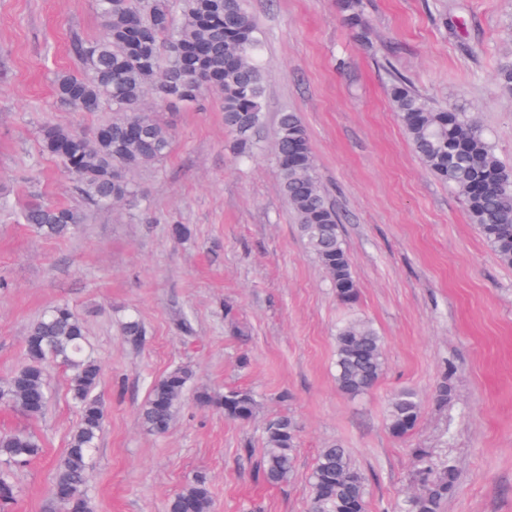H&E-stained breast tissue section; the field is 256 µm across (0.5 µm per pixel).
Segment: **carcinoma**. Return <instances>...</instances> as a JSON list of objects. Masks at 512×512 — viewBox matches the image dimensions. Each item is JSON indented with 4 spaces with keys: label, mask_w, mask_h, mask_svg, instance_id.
Listing matches in <instances>:
<instances>
[{
    "label": "carcinoma",
    "mask_w": 512,
    "mask_h": 512,
    "mask_svg": "<svg viewBox=\"0 0 512 512\" xmlns=\"http://www.w3.org/2000/svg\"><path fill=\"white\" fill-rule=\"evenodd\" d=\"M103 32L76 44L83 73L62 72L55 93L64 104L81 111L110 112L112 118L86 132L46 125L42 151L59 159L75 182L77 193L91 206L109 208L133 200L138 190L128 174L163 160L172 133L143 109L145 95L159 105L189 104L211 90L223 103L224 126L233 154L254 152L262 127L264 73L256 20L241 0H94ZM348 26L366 29L359 0H342ZM390 96L397 118L422 164L465 201L470 221L499 261L512 266V168L495 153L484 129L468 113L437 107L395 75ZM280 189L294 212L306 247L326 271L336 300L353 306L359 290L352 274L334 206L320 184L310 135L300 115L282 112L274 138ZM22 223L48 237H61L82 222L66 205L33 202ZM85 327L67 304H57L30 327L25 361L6 384L0 402L30 418L41 417L49 404L47 369L52 363L70 371L69 391L79 422L69 434L65 455L55 468L52 490L80 493L77 512H95L87 489L90 458L104 422V409L94 395L101 363L86 350ZM122 335L132 345L145 336L143 323L127 320ZM336 387L356 398L370 392L385 368L384 339L364 319L341 323L335 336ZM194 379L179 366L155 379L140 410L144 428L163 434ZM201 407H216L230 420L251 421L260 408L250 390L235 388L216 394L195 391ZM420 402L409 389L398 392L386 414L389 432L404 438L416 427ZM299 427L289 416L272 418L263 429L264 452L258 473L270 485L290 482L295 475ZM42 452L27 432L0 436V508L16 497L13 468ZM421 490L404 500L398 512H439L453 492L457 471L451 463L420 470ZM309 512H366L367 479L340 443L322 448L308 475ZM208 481L197 475L168 502L167 512H210Z\"/></svg>",
    "instance_id": "1"
}]
</instances>
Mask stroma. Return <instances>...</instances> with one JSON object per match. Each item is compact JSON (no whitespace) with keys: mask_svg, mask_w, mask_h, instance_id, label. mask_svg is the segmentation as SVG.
<instances>
[{"mask_svg":"<svg viewBox=\"0 0 512 512\" xmlns=\"http://www.w3.org/2000/svg\"><path fill=\"white\" fill-rule=\"evenodd\" d=\"M341 0H249L266 72L259 148L234 160L222 102L145 109L172 132L169 155L131 179L136 204L89 208L38 145L53 124L91 129L54 95L78 73L76 40L103 26L92 0H0V384L25 360L31 324L69 303L104 364L95 391L106 411L88 490L96 512H167L201 474L211 512H308V474L320 448L341 442L367 477L368 512H392L418 492L412 449L453 460L455 490L440 512H512V267L502 265L463 199L415 156L390 100V74L432 103L470 113L512 164V95L496 75L512 61V0H361L369 41L343 20ZM302 117L321 184L341 220L359 285L340 305L283 199L273 157L280 113ZM83 215L75 233L47 238L22 224L32 201ZM185 224L188 238L172 236ZM232 306L233 319L224 316ZM146 335L126 342L121 321ZM350 315L385 342L376 387L351 399L336 389L334 335ZM194 373L169 432H148L139 410L151 382ZM447 382V404L435 392ZM46 413L0 404V435L34 433L43 451L16 468L10 512H52L50 484L78 413L65 368L48 371ZM254 391L247 423L196 404L194 391ZM416 392L421 417L404 439L385 422L389 400ZM299 427L294 479L257 477L262 430L275 416Z\"/></svg>","mask_w":512,"mask_h":512,"instance_id":"stroma-1","label":"stroma"}]
</instances>
